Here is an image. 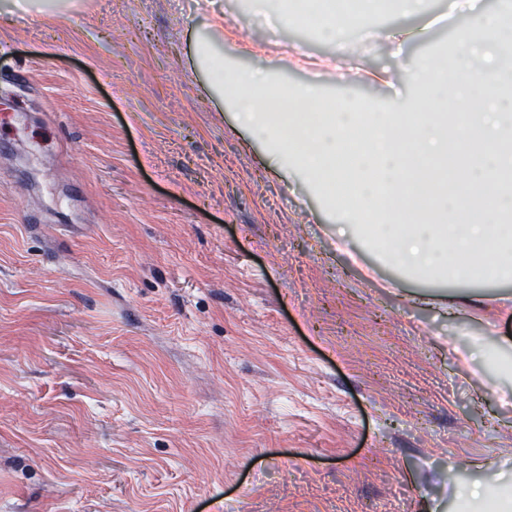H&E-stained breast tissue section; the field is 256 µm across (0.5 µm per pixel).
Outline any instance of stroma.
Returning a JSON list of instances; mask_svg holds the SVG:
<instances>
[{"label": "stroma", "mask_w": 512, "mask_h": 512, "mask_svg": "<svg viewBox=\"0 0 512 512\" xmlns=\"http://www.w3.org/2000/svg\"><path fill=\"white\" fill-rule=\"evenodd\" d=\"M425 0L347 32L282 0L0 18V512H461L512 489V280L402 276L193 63L372 108L454 42ZM366 70L389 83L364 84Z\"/></svg>", "instance_id": "obj_1"}]
</instances>
